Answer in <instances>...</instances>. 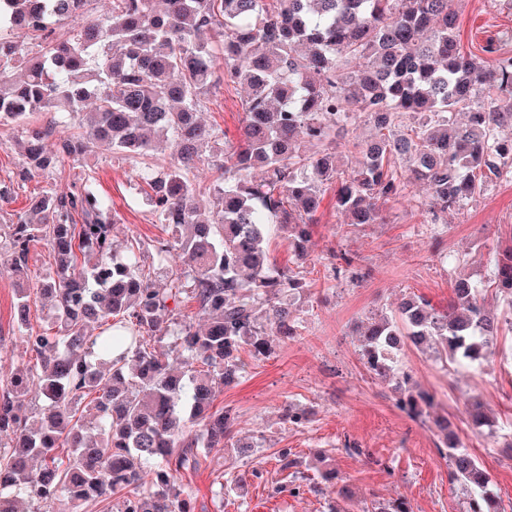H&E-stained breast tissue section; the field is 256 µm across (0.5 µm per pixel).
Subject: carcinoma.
Wrapping results in <instances>:
<instances>
[{"instance_id":"obj_1","label":"carcinoma","mask_w":512,"mask_h":512,"mask_svg":"<svg viewBox=\"0 0 512 512\" xmlns=\"http://www.w3.org/2000/svg\"><path fill=\"white\" fill-rule=\"evenodd\" d=\"M91 0H0V124L21 131V174L46 172L107 142L127 158L163 150L176 158L138 175L147 200L172 238L153 245L161 267L173 252L187 257L174 288L153 287L139 240L117 252L110 206L87 184L31 198L33 221L9 225V272L17 282V329L35 362L22 365L15 387L34 386L39 420L18 391L0 393V512H194V492L178 474L198 464L197 449L219 448L234 415L214 407L243 371L239 353L268 351L264 315L283 337L296 334L288 293L306 287L302 272L274 273L270 225L308 250L321 194L336 181V207L348 224L383 222L382 204L425 182L435 224L512 177V56L492 61L461 50L451 0H112V13L84 19ZM76 22L69 37L49 27ZM40 35L33 53L28 40ZM247 87L236 145L197 118L201 95L221 76ZM85 127L50 151L35 112ZM373 123L351 169H341L336 133L352 112ZM458 112L466 121L455 120ZM224 156L213 186L216 211L202 217L190 174L203 152ZM260 168L264 178L251 179ZM44 240L53 274L31 282L30 245ZM334 272L360 279L354 259ZM493 284L512 304V246L496 255ZM482 289L455 281L445 309L414 296L397 312L378 314L360 333L359 352L378 378L398 375L409 344L444 348L453 364L475 363L492 350L507 318L491 314ZM189 293L206 324L177 316L158 345L160 313ZM54 301L55 330L35 334L30 301ZM98 334H93V331ZM398 407L415 420L434 398L398 382ZM473 428L494 426L483 403H468ZM66 458H61V452ZM449 479L469 494V512H492L490 477L464 446L447 440ZM374 512H412L404 498Z\"/></svg>"}]
</instances>
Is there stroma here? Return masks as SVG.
I'll use <instances>...</instances> for the list:
<instances>
[{"label": "stroma", "instance_id": "35a3bbf8", "mask_svg": "<svg viewBox=\"0 0 512 512\" xmlns=\"http://www.w3.org/2000/svg\"><path fill=\"white\" fill-rule=\"evenodd\" d=\"M464 51L491 47L512 54V0H453ZM245 91L223 82L201 102L203 120L238 142ZM19 133L0 126V232H7L31 197L66 192L84 176L111 206L114 241L144 244L170 233L137 185L135 161L105 145L79 161L21 180ZM427 193L413 184L404 198L384 206L385 221L344 228L333 189H326L315 215L313 247L304 264L307 286L292 300L298 334L272 338L263 356L241 352L244 370L224 388L215 407L236 416L233 437L220 448H203L195 469L181 481L192 487L195 512H370L374 502L407 499L412 512H465L466 498L448 477L436 448L433 422L418 423L396 406L395 384L370 376L359 355L355 322L396 308L414 293L434 306L447 305L455 278L469 277L483 289L494 279L493 252L512 243V177L489 184L483 195L450 211L442 225L427 222ZM354 257L364 277L353 284L335 277L333 253ZM16 281L0 274V383H7L30 353L16 329ZM401 367L412 384L433 393L435 415L447 417L461 443L489 472L498 512H512V332L497 340L488 359L451 365L431 352L408 347ZM478 397L496 416L493 432H475L465 403ZM307 413L296 425L285 407ZM291 467H283L282 457ZM336 472L334 483L321 480ZM235 491L225 492L230 481ZM353 497L339 496L340 488Z\"/></svg>", "mask_w": 512, "mask_h": 512}]
</instances>
